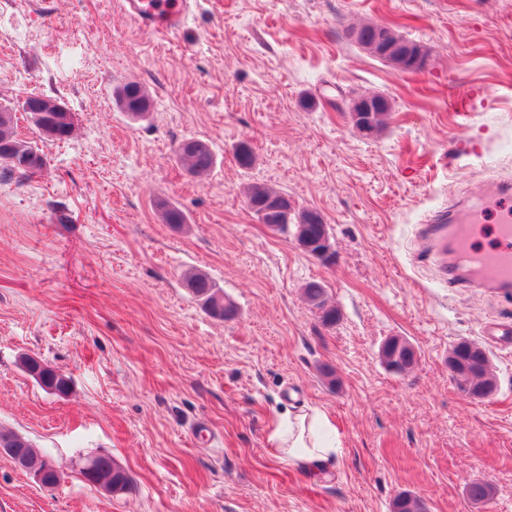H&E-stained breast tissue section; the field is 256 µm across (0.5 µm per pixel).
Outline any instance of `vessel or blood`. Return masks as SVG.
Listing matches in <instances>:
<instances>
[{"instance_id": "1", "label": "vessel or blood", "mask_w": 512, "mask_h": 512, "mask_svg": "<svg viewBox=\"0 0 512 512\" xmlns=\"http://www.w3.org/2000/svg\"><path fill=\"white\" fill-rule=\"evenodd\" d=\"M124 16L140 29L163 34L182 31L198 4L196 0H119ZM500 212H512V183H488L467 205L466 216L455 210L441 211L430 217L427 236L449 287H478L503 297L512 296V221L493 227L492 244L480 247L481 232L476 219L487 206Z\"/></svg>"}]
</instances>
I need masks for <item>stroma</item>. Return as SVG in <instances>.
<instances>
[{"mask_svg": "<svg viewBox=\"0 0 512 512\" xmlns=\"http://www.w3.org/2000/svg\"><path fill=\"white\" fill-rule=\"evenodd\" d=\"M366 22L427 50L425 69L359 48ZM130 81L145 117L116 104ZM335 89L385 96L387 126L364 136ZM31 95L68 109L75 135L43 143L32 177L0 176V426L66 478L40 487L0 453V512H391L401 493L423 512H512V351L483 333L512 324V300L443 287L422 235L426 213L512 178V0H200L174 36L116 0H0V104ZM188 138L211 146L209 175L180 164ZM256 183L320 212L331 259L260 223ZM162 200L185 224L164 223ZM189 271L234 318L203 310ZM310 281L335 324L304 300ZM394 336L417 355L403 373L380 358ZM462 341L486 350L491 396L457 388ZM23 354L71 393L38 386ZM310 407L341 443L318 481L268 445L277 415ZM94 454L131 489L86 483ZM476 479L495 489L478 505ZM116 102L123 112L143 117L151 110V99L148 92L137 82H128L115 91ZM142 111V112H136ZM185 281L210 316L220 320L229 319L224 316V294L220 289L215 288L207 275L201 272H189L185 275ZM303 296L306 302L319 312L324 324L332 325L336 322L338 311L328 304L326 290L320 282H308L303 288ZM19 366L24 373L31 377L42 389L57 396H67L71 391V378L57 371L47 364L33 358L31 355H22ZM63 375V376H62ZM65 376V377H64Z\"/></svg>", "mask_w": 512, "mask_h": 512, "instance_id": "obj_1", "label": "stroma"}]
</instances>
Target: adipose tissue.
<instances>
[{
    "label": "adipose tissue",
    "instance_id": "adipose-tissue-1",
    "mask_svg": "<svg viewBox=\"0 0 512 512\" xmlns=\"http://www.w3.org/2000/svg\"><path fill=\"white\" fill-rule=\"evenodd\" d=\"M278 459L288 461L311 479L326 476L339 452L336 430L319 409L279 416L268 436Z\"/></svg>",
    "mask_w": 512,
    "mask_h": 512
}]
</instances>
